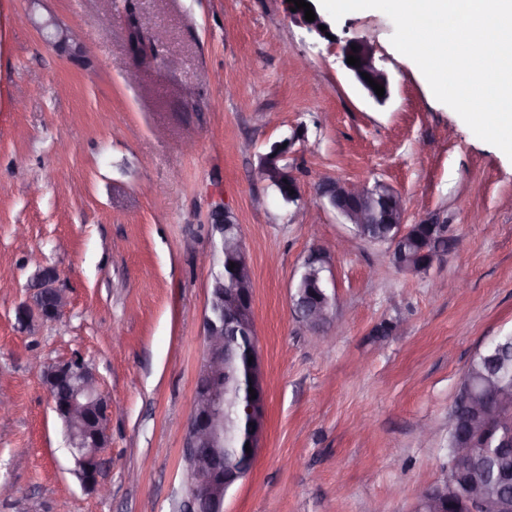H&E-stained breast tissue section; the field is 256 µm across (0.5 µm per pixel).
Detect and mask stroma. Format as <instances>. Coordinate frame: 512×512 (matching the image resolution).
<instances>
[{"label":"stroma","mask_w":512,"mask_h":512,"mask_svg":"<svg viewBox=\"0 0 512 512\" xmlns=\"http://www.w3.org/2000/svg\"><path fill=\"white\" fill-rule=\"evenodd\" d=\"M55 17L90 57L58 51ZM159 36L143 62L130 20ZM327 42L284 0H0V512H182L183 430L215 265L211 213L238 218L254 275L267 429L224 512H413L448 467V413L471 356L512 333V159L474 135L391 44L381 11ZM363 38L388 73L376 103L341 48ZM305 192L382 181L405 221L458 239L428 272L351 240L327 207L285 204L258 170L274 143ZM330 257L338 329L292 296L311 251ZM69 304L30 328L16 308L38 265ZM386 320L390 335H376ZM80 357L116 412L106 495L84 490L41 364Z\"/></svg>","instance_id":"1"}]
</instances>
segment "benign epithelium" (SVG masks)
I'll return each instance as SVG.
<instances>
[{"label": "benign epithelium", "mask_w": 512, "mask_h": 512, "mask_svg": "<svg viewBox=\"0 0 512 512\" xmlns=\"http://www.w3.org/2000/svg\"><path fill=\"white\" fill-rule=\"evenodd\" d=\"M315 11V20H305V11L300 8L289 12L290 18L308 32L324 39L332 32L330 23L318 11L316 0H306ZM326 26L321 31L319 26ZM48 42L57 48L74 51L82 57L90 54L87 47L80 43L70 45L73 36L58 20L51 19L38 26ZM358 52H353L351 46ZM342 60L349 55L360 59V66L346 65L353 80L368 96L378 103L385 102L390 94V82L387 72L375 59V49L365 40L346 42L342 48ZM368 74L376 83L384 86V96L380 97L373 87L362 77ZM288 149L273 146L270 152L260 159L259 172L269 184L279 191L281 200L286 204L307 201L302 193L300 182L286 163ZM320 206H328L344 218L347 224H404V207L400 196L386 183L377 181L373 185L355 184L332 178L319 182L314 195ZM211 232L221 244V252L232 258L235 264L233 286L224 287V279L215 276L210 285L207 306L202 319L204 337V355L197 373V379L209 383L207 389L195 391L190 418L184 428L183 455L192 461L190 469L193 493L184 504V512H200L203 505L215 506L224 503L227 492L243 480L250 470L233 465L228 453L218 454L215 449L223 447L220 442V428L224 423V386L229 380L230 367L235 357L231 343L224 336V327L229 324L254 322V295L244 277L251 268L246 252L241 227L236 214L225 206L216 207L211 213ZM409 229L403 227L388 243V252L394 266L402 270L405 262L402 254V242ZM328 267L327 256L318 250L308 258L306 272L316 271V280H321ZM57 274L54 270H38L34 278L32 297L17 308V320L27 324L35 319L52 321L57 319L67 307V295L56 286ZM329 295L312 297L305 306L302 321L314 330L324 329L330 322L326 312ZM249 355L251 363L244 364V382L246 388L255 389L256 398L245 394L237 407L238 419L244 423L241 432L243 442L249 443L250 462H255L261 448L266 424V380L262 358L257 342H252ZM44 385L51 397L53 408L59 419L67 425L68 444L82 485L93 491L101 492L104 485L100 481L101 455L108 447L107 422L112 406L98 390V380L93 371L77 357L43 367ZM507 408L512 411V398L495 385L484 388L476 398L465 403L464 416L470 418V433L477 435L498 420L500 411ZM497 449L505 466L502 482L512 483V431L500 436ZM466 512H512V499L501 493L493 492L476 482L466 481ZM448 483L440 482L421 488L415 500L414 512H426L431 508L436 512H447Z\"/></svg>", "instance_id": "1"}]
</instances>
